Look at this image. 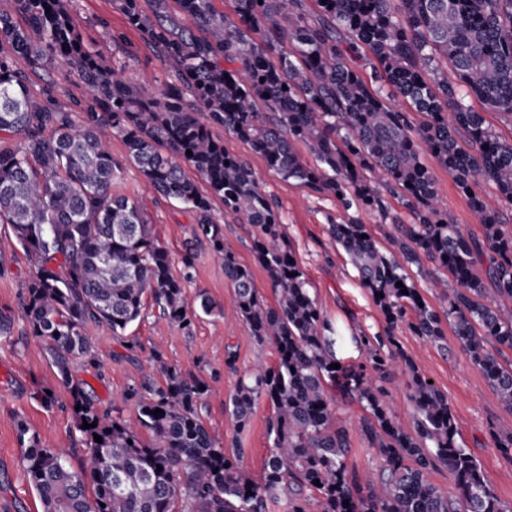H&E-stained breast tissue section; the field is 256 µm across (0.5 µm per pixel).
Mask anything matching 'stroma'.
<instances>
[{"label":"stroma","instance_id":"obj_1","mask_svg":"<svg viewBox=\"0 0 512 512\" xmlns=\"http://www.w3.org/2000/svg\"><path fill=\"white\" fill-rule=\"evenodd\" d=\"M69 11L83 42L98 52L105 64L125 66L133 81L151 89L161 88L168 80L167 65L143 45L138 32L128 26L112 0H70ZM212 133L227 151L251 166L275 202L285 243L305 273L311 297L336 332L337 358L345 364L364 362L358 338L383 333L385 320L363 288L347 252L333 243L328 224L349 218L366 224L377 246L387 254L397 250L396 224L381 223L376 214L362 209L344 210L333 196L283 181L268 168L263 157L223 127H213ZM419 152L436 178L440 208L447 210L451 222L480 234L481 226L468 199L453 178L437 164L427 146H420ZM113 190L143 205L159 244L169 251L174 262H181L187 248H194V267L185 292L191 299L205 293L214 309L194 318L192 329L187 332L161 318L152 298H145L144 318L129 328L127 336L118 338L108 327L89 326L99 368H74V378L90 384L99 410L125 418L135 406L123 402V394L142 380L155 358L194 374L207 387L200 417L211 436L226 451L243 449L247 470L252 476H260L270 452L267 429L273 409L267 401H259L249 427L240 433L233 426L228 405L241 375L258 365L276 363L275 347L257 344L249 326L236 318L235 290L224 276V265L206 240L195 239L192 216L182 204L153 193L139 171L130 165ZM222 231L225 239L233 243L238 262L251 267L259 295L265 302L274 303L268 278L255 264L254 228L229 221L223 224ZM32 270L11 226L0 224V313L12 318L10 336L0 338V512H42L23 468L16 420H23L43 446L61 453L72 470H80L88 454L86 437L76 428L73 396L57 380L45 342L32 335L22 311ZM394 334L398 346L419 372L447 395L459 443L479 461L497 497L512 505V452L497 446L498 439L512 435V416L503 411L495 392L456 339H449L443 349L416 336L404 324ZM132 340L137 343L133 349L128 346ZM230 352L236 356L232 370L224 364ZM48 391L54 394L49 405L44 402ZM331 395L337 417L352 430L347 465L358 474H366L376 458L356 431L364 410L356 399L342 396L339 390H332Z\"/></svg>","mask_w":512,"mask_h":512}]
</instances>
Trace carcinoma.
I'll return each mask as SVG.
<instances>
[{
    "mask_svg": "<svg viewBox=\"0 0 512 512\" xmlns=\"http://www.w3.org/2000/svg\"><path fill=\"white\" fill-rule=\"evenodd\" d=\"M14 2L26 25L0 12V132L16 138L0 145V224L11 225L34 266L24 311L59 382L80 405L77 429L88 437L85 464L73 471L25 422L16 423L43 512H308L312 496L320 512H512L459 444L448 396L416 370L393 335L405 322L436 344L446 341L449 324L512 414V365L498 359L512 350V231L501 220L512 209V140L493 133L468 103L473 97L512 124V0H315L313 15L305 0H235L233 18L217 13L212 0H114L143 43L173 67L158 93L84 44L68 0ZM19 58L27 69L17 67ZM49 68L76 74L89 96L61 106L54 82L37 88L31 80ZM394 95L422 115L420 124L389 106ZM214 125L283 179L332 195L347 210L396 224L383 192L401 199L410 221L399 228L398 258L354 219L329 224L386 321L385 335L360 339L369 366L331 368L339 362L331 327L299 262L280 244V214L247 162L213 136ZM104 128L123 141V160L112 156ZM461 130L466 149L457 140ZM419 139L468 196L485 251L440 209ZM127 163L192 213L195 237L224 262L238 317L258 344L277 350V363L244 374L229 402L240 432L260 399L274 408L273 446L257 480L242 449L225 451L207 431L199 415L205 391L193 374L156 358L125 391L138 413L124 421L99 413L72 376L75 365H97L86 326L125 335L141 319L147 295L183 330L212 311L206 296L191 302L185 293L192 250L175 274L138 201L112 194ZM479 181L494 185V201L475 189ZM214 197L224 218L256 228L254 257L274 304L258 297L250 268L224 239ZM484 255L488 284L476 271ZM423 258L445 274L436 281L439 312L405 271ZM400 362L413 407L410 431L395 421L380 384ZM331 386L365 411L357 431L379 464L363 477L347 467L349 428L335 419ZM85 422L96 426L85 429ZM142 429L151 435L147 445L138 439ZM440 466L454 476L451 494L429 479Z\"/></svg>",
    "mask_w": 512,
    "mask_h": 512,
    "instance_id": "cac0c4a2",
    "label": "carcinoma"
}]
</instances>
